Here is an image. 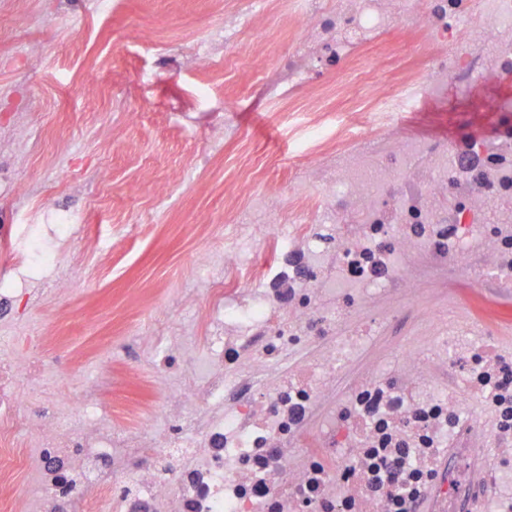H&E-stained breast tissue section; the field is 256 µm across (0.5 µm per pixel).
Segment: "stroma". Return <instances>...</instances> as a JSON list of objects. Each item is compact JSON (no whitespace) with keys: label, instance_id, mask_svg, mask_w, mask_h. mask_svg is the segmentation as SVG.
<instances>
[{"label":"stroma","instance_id":"obj_1","mask_svg":"<svg viewBox=\"0 0 512 512\" xmlns=\"http://www.w3.org/2000/svg\"><path fill=\"white\" fill-rule=\"evenodd\" d=\"M40 0H0V136L14 125L28 130L23 145L0 150V231L23 247L47 211L82 218V231L67 243L70 272L84 291L44 308L23 304L0 311V327L33 318L56 330L58 349L78 350L93 362L97 337L124 338L130 322L162 303L170 281L188 265L203 241L200 215L226 222L224 186L238 177L241 153L265 160L266 184L285 187L294 144L302 133L287 110L253 103L244 78H225L223 62L204 71L178 67L160 50L188 41L243 10L248 0H109L90 14L86 0H54V15ZM210 84L209 101L188 123L182 108L198 83ZM238 101L244 141L212 148L208 123L225 99ZM471 97L449 92L446 106L415 119L420 131L447 135L459 122V106ZM207 167L148 236L131 235L112 254L102 250L158 187L198 155ZM27 184L16 193V184ZM483 318L512 323V292L467 288L461 293ZM144 355L133 344L113 354L112 404H147L155 394L143 380Z\"/></svg>","mask_w":512,"mask_h":512}]
</instances>
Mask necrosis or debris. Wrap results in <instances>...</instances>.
<instances>
[{
    "label": "necrosis or debris",
    "instance_id": "4bbe7bcc",
    "mask_svg": "<svg viewBox=\"0 0 512 512\" xmlns=\"http://www.w3.org/2000/svg\"><path fill=\"white\" fill-rule=\"evenodd\" d=\"M268 10L253 0L169 55L247 58L255 97L299 101L300 164L264 190L244 156L228 225L173 283L182 319L131 322L154 404L105 415L108 356L89 379L52 328L0 336L5 512H512V343L454 299L512 288V122L449 138L404 122L449 88L512 86V0H289L273 26ZM277 29L294 32L281 48ZM405 31L413 68L391 43ZM340 75L366 104L331 114L318 90ZM48 221L0 298L61 264L39 238L81 229Z\"/></svg>",
    "mask_w": 512,
    "mask_h": 512
}]
</instances>
